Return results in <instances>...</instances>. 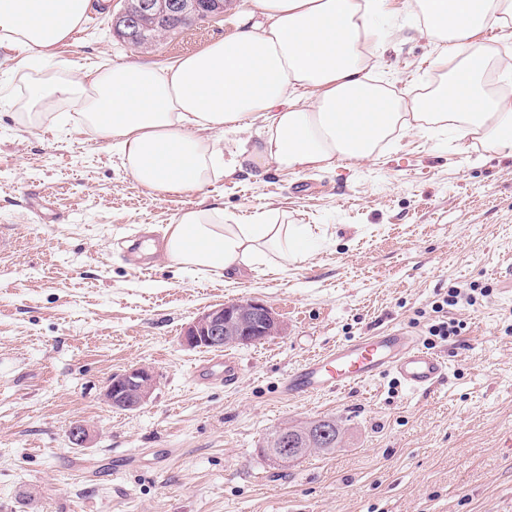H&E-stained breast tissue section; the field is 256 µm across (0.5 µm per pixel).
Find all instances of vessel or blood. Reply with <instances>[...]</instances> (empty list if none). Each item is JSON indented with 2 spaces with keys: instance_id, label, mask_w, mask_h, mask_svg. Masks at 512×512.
<instances>
[{
  "instance_id": "obj_1",
  "label": "vessel or blood",
  "mask_w": 512,
  "mask_h": 512,
  "mask_svg": "<svg viewBox=\"0 0 512 512\" xmlns=\"http://www.w3.org/2000/svg\"><path fill=\"white\" fill-rule=\"evenodd\" d=\"M394 374L414 392H427L448 373L446 360L420 345L404 328L336 345L332 350L313 355L293 369L282 381V391L291 397L309 398L334 393ZM242 374L238 357L209 358L195 366L197 384L235 385Z\"/></svg>"
}]
</instances>
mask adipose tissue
Listing matches in <instances>:
<instances>
[{
  "label": "adipose tissue",
  "mask_w": 512,
  "mask_h": 512,
  "mask_svg": "<svg viewBox=\"0 0 512 512\" xmlns=\"http://www.w3.org/2000/svg\"><path fill=\"white\" fill-rule=\"evenodd\" d=\"M89 0H0V46L35 64L53 57L81 25ZM386 0H242L235 30L199 52L157 67L90 68L82 78L36 75V110L72 100L125 170L158 193L205 189L222 176L261 177L268 165L303 172L378 159L400 137L442 130L512 158V63L481 40L512 37V0H406L412 28L437 54L426 93L396 92L373 75ZM496 69L507 85L489 91ZM261 128H254L255 120ZM255 130L223 153L216 133ZM301 226L273 215L243 224L223 207L185 211L167 228V259L187 269L281 265L304 252Z\"/></svg>",
  "instance_id": "adipose-tissue-1"
}]
</instances>
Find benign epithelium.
I'll use <instances>...</instances> for the list:
<instances>
[{
    "mask_svg": "<svg viewBox=\"0 0 512 512\" xmlns=\"http://www.w3.org/2000/svg\"><path fill=\"white\" fill-rule=\"evenodd\" d=\"M235 0H122V7L112 13V31L124 41L143 50L152 49L158 39L153 29L158 24L176 20L187 28L205 20H216L233 8ZM282 324L274 311L258 301L223 303L198 315L182 336L183 344L192 349H221L227 345L251 344L276 336ZM156 378L144 366L131 367L112 374L103 399L108 405L127 411L142 408L151 398ZM336 423L331 420L309 421L293 427L279 428L274 447L268 456L286 461L302 450V446L325 450L332 445ZM72 445L84 448L90 438L87 426L74 422L68 430Z\"/></svg>",
    "mask_w": 512,
    "mask_h": 512,
    "instance_id": "obj_1",
    "label": "benign epithelium"
}]
</instances>
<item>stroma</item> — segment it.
<instances>
[{
    "instance_id": "stroma-1",
    "label": "stroma",
    "mask_w": 512,
    "mask_h": 512,
    "mask_svg": "<svg viewBox=\"0 0 512 512\" xmlns=\"http://www.w3.org/2000/svg\"><path fill=\"white\" fill-rule=\"evenodd\" d=\"M90 8L47 71L166 66L231 32L230 19L150 51L112 35ZM434 46L388 34L378 76L421 93ZM24 54L0 47V512H512V158L446 139L404 137L378 161L327 170L226 176L199 192L154 193L110 140L66 102L36 123L23 108ZM247 218L309 225L306 258L262 271L201 273L144 252L187 210L213 202ZM485 291L447 307L459 335L430 339L431 310L453 286ZM236 300L270 306L283 331L228 345L244 371L199 387L206 350L181 337L201 312ZM400 326L448 362L432 392L386 374L307 399L281 391L288 370L336 344ZM157 379L136 411L107 405L113 373ZM336 420L338 448L287 465L267 438L287 423ZM84 421L86 448L68 429ZM170 449L158 464L153 452Z\"/></svg>"
}]
</instances>
